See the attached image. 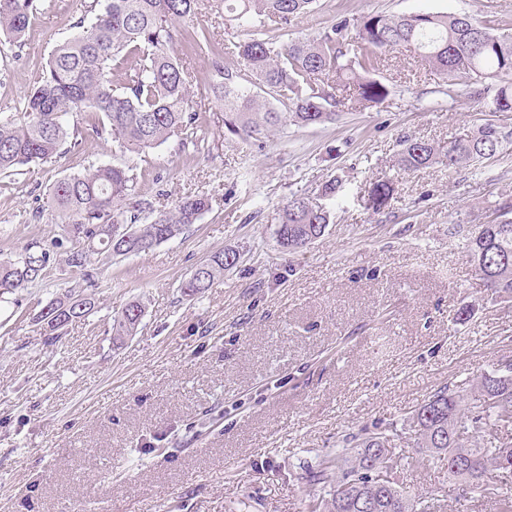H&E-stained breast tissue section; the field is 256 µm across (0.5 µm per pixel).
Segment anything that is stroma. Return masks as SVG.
Returning <instances> with one entry per match:
<instances>
[{
    "label": "stroma",
    "mask_w": 512,
    "mask_h": 512,
    "mask_svg": "<svg viewBox=\"0 0 512 512\" xmlns=\"http://www.w3.org/2000/svg\"><path fill=\"white\" fill-rule=\"evenodd\" d=\"M24 44L0 38V109L32 87L52 47L74 33L83 0H48ZM470 14L512 32V0H318L288 26L314 38L343 16ZM195 76L208 150L177 139L121 153L84 127L56 161L0 174V255L64 237L50 187L89 165L135 166L137 189L161 207L205 195L211 208L184 234L119 262H94L98 309L45 344L32 321L42 301L81 283L56 262L44 280L0 303V512H302L310 485L299 464L349 434L412 414L438 387L470 390L512 360V313L488 297L453 224L484 221L512 198V149L481 175L432 165L403 173L400 142L467 133L485 103L412 53L386 56L393 94L379 108L339 104L335 122L264 141L222 134L224 105L208 96L211 58L180 49ZM397 180L381 212L369 182ZM337 180L335 196L319 189ZM330 213L324 236L291 253L275 230L288 198ZM237 265L201 296L182 281L214 252ZM145 307L136 335L116 342L112 319ZM471 315L457 322L460 308ZM394 479L446 499L458 489L444 463L403 445Z\"/></svg>",
    "instance_id": "obj_1"
}]
</instances>
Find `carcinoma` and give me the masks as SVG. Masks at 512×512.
<instances>
[{
	"label": "carcinoma",
	"instance_id": "cac0c4a2",
	"mask_svg": "<svg viewBox=\"0 0 512 512\" xmlns=\"http://www.w3.org/2000/svg\"><path fill=\"white\" fill-rule=\"evenodd\" d=\"M197 0H105L94 18L92 0L76 22L77 34L57 44L45 69L21 100L18 112H0V173L48 163L65 145H79L78 123L65 117L87 113L98 117L96 135L106 136L122 153L144 154L179 140L182 149L208 146L211 132L193 108V77L182 64L177 44L214 57L208 91L224 101L223 136L260 140L272 132L331 123L336 107L349 98L362 109L377 108L390 87L370 76L384 52L410 51L450 79L470 97L493 94L492 111L512 112V34L471 15L442 12L371 15L344 18L319 37L281 42L261 33L286 27L312 12L317 0H224V21L245 33L229 51L213 32L176 25L195 14ZM39 0H0V36L16 44L25 40ZM236 62L224 63V54ZM269 90L287 101L288 111L270 107L260 92ZM512 147V129L495 122L473 126L448 144L406 139L397 164L412 172L432 164L450 169L474 168ZM137 174L121 164L92 165L58 180L48 204L62 214L68 239L35 241L21 252L0 259V302L42 280L45 270L64 252L71 268L87 269L96 257L112 260L138 255L183 234L211 208L205 196L178 199L157 209L138 198ZM396 191L389 178L369 183L364 205L384 209ZM491 220L467 227L453 224L448 233L467 242L470 261L490 297L512 308V199L490 208ZM330 215L305 196H293L283 207L276 237L296 252L323 236ZM234 251L220 250L197 265L182 289L202 295L224 270L234 267ZM97 308L93 294L70 287L51 298L33 317L41 335L61 341L65 328L87 319ZM144 306L134 301L113 318V339L135 335ZM469 399L446 385L437 389L409 417L412 447L446 462L448 479L460 497L490 492L496 512H512V363L481 375ZM398 422L389 420L360 438L342 440L341 448L319 457L308 471L316 488L304 500L303 512H363L366 501L376 512H445L444 500L422 497L390 479L380 486L377 471L402 467L397 450Z\"/></svg>",
	"mask_w": 512,
	"mask_h": 512
}]
</instances>
